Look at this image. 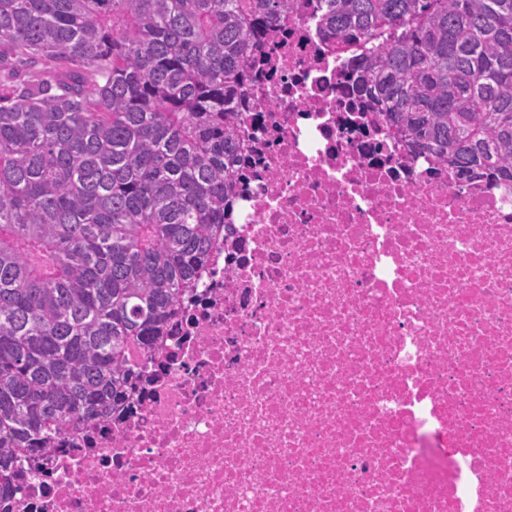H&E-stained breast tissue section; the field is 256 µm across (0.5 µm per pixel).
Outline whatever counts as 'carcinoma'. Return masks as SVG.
Masks as SVG:
<instances>
[{"label": "carcinoma", "instance_id": "cac0c4a2", "mask_svg": "<svg viewBox=\"0 0 512 512\" xmlns=\"http://www.w3.org/2000/svg\"><path fill=\"white\" fill-rule=\"evenodd\" d=\"M292 0H0V480L125 402L233 223L249 59ZM393 133L512 181V0H320Z\"/></svg>", "mask_w": 512, "mask_h": 512}]
</instances>
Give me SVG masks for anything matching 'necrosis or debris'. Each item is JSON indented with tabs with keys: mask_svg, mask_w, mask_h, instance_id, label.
Returning a JSON list of instances; mask_svg holds the SVG:
<instances>
[{
	"mask_svg": "<svg viewBox=\"0 0 512 512\" xmlns=\"http://www.w3.org/2000/svg\"><path fill=\"white\" fill-rule=\"evenodd\" d=\"M317 4L251 63L234 222L147 382L0 512H512V182L393 137Z\"/></svg>",
	"mask_w": 512,
	"mask_h": 512,
	"instance_id": "obj_1",
	"label": "necrosis or debris"
}]
</instances>
